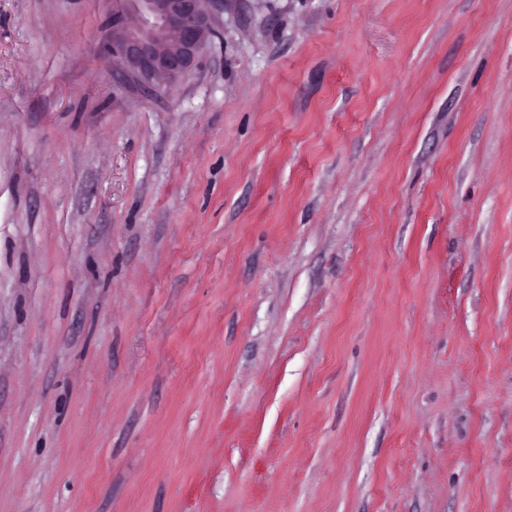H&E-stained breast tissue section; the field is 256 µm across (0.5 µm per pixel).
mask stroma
<instances>
[{
	"instance_id": "35a3bbf8",
	"label": "stroma",
	"mask_w": 512,
	"mask_h": 512,
	"mask_svg": "<svg viewBox=\"0 0 512 512\" xmlns=\"http://www.w3.org/2000/svg\"><path fill=\"white\" fill-rule=\"evenodd\" d=\"M110 9L0 0V512H512V0ZM110 1L106 48L117 74L143 92L190 71L224 11V0Z\"/></svg>"
}]
</instances>
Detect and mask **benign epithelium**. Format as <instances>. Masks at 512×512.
<instances>
[{
	"label": "benign epithelium",
	"mask_w": 512,
	"mask_h": 512,
	"mask_svg": "<svg viewBox=\"0 0 512 512\" xmlns=\"http://www.w3.org/2000/svg\"><path fill=\"white\" fill-rule=\"evenodd\" d=\"M111 2L106 48L117 74L143 92L190 71L224 11V0Z\"/></svg>",
	"instance_id": "1"
}]
</instances>
